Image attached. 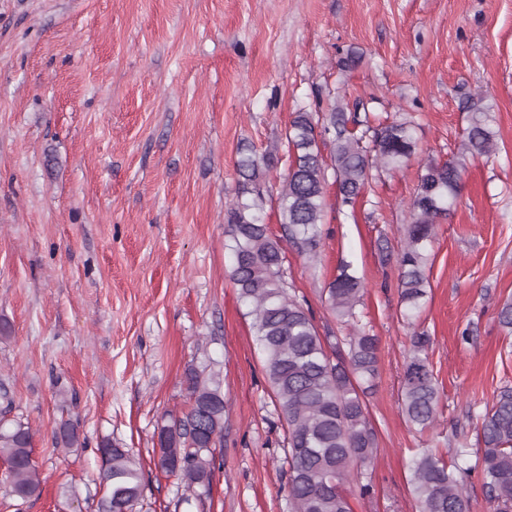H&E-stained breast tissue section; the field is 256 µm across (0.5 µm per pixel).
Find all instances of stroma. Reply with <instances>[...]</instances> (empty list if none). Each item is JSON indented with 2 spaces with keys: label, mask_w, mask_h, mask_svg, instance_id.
<instances>
[{
  "label": "stroma",
  "mask_w": 512,
  "mask_h": 512,
  "mask_svg": "<svg viewBox=\"0 0 512 512\" xmlns=\"http://www.w3.org/2000/svg\"><path fill=\"white\" fill-rule=\"evenodd\" d=\"M334 93L412 120L417 140L408 167L376 173L354 207L328 195L314 264L288 255L327 342L348 333L322 297L340 261L366 284L379 454L371 494L347 488L352 512H417L410 449H479L481 415L512 389V332L498 320L512 298V0H0V410L30 427L41 490L13 497L0 460V512H99L108 440L142 473L134 512H288L285 422L224 226L250 145L276 157L264 216L281 235L288 122ZM476 93L498 150L467 161L410 324L378 241L399 247L420 167L452 159ZM416 329L442 394L422 434L398 403ZM192 368L219 381L229 416L210 486L190 490L154 450L188 407ZM64 420L78 428L71 448L54 440Z\"/></svg>",
  "instance_id": "1"
}]
</instances>
